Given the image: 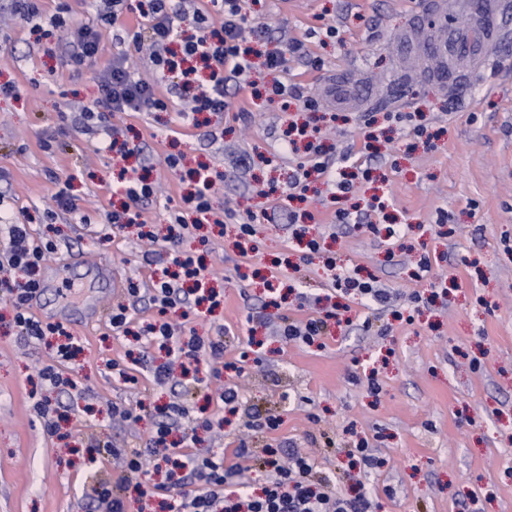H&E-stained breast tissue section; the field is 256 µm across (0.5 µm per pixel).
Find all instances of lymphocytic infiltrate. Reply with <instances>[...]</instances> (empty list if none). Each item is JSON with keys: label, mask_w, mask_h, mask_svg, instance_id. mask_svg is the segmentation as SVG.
Instances as JSON below:
<instances>
[{"label": "lymphocytic infiltrate", "mask_w": 512, "mask_h": 512, "mask_svg": "<svg viewBox=\"0 0 512 512\" xmlns=\"http://www.w3.org/2000/svg\"><path fill=\"white\" fill-rule=\"evenodd\" d=\"M125 0H103L96 10L97 28L73 31L69 42L70 61L80 65L96 57L100 45V28H109L119 42L147 47V64L152 72L145 78L129 64L127 58H113L95 80L100 96L95 102L80 106L84 122L104 121L106 112L171 111L180 103V116L195 121L205 112L226 111L229 103L226 88H255L256 76L263 71L282 70L287 56H298L308 64L319 65L310 56L304 42L273 44L264 51L254 50L249 35L254 20L244 0H211V9L199 7L196 0H144L141 15L147 24L134 29L120 24ZM213 181L209 174H197L194 185L181 197V210L171 213L172 223L183 224L185 212H192L197 223H222V213L211 204ZM116 192L126 198L122 209L106 212L105 221L123 229L137 222L140 204L155 198L158 187L145 177L122 178ZM0 267L7 277L0 279V296L8 299L15 310L14 325L21 336L40 341L45 336L64 334L62 324L45 323L29 316L27 309L37 296L41 281L36 272L57 250L49 238L33 239L28 225L19 221L12 205L0 193ZM144 261L154 271L147 288L130 284L129 304L113 307L109 323L113 331L129 334L141 302H149L156 315L138 333L143 347L159 346L167 351L169 362L153 370L157 384H168L173 368L182 375L201 374L206 379L208 398L229 411H238L240 387L235 380L242 374L247 353L233 361L224 358L221 339H205L177 329L166 317L169 307L179 299L176 276L193 279L198 293H205L209 273L197 265L191 254L175 248L166 252H147ZM348 306L336 305L305 320H283L277 331L287 342L302 341L311 345L320 339L329 324L347 320ZM146 446L112 449L121 458L123 474L114 478L94 473V512H125L124 493L128 477H138L141 497H168V512H369L371 499L360 492L346 497L336 491L329 480L320 478L315 460L298 449L268 448L263 459L267 481L261 493H253L247 482L229 483V472H242L243 461L252 456L250 449L240 447L234 455L233 469H226L223 455L210 457L189 455L198 430L223 428L225 421L216 417L192 416L180 403H170L162 411ZM172 462L173 468L164 483L152 482L149 465L153 459Z\"/></svg>", "instance_id": "lymphocytic-infiltrate-1"}]
</instances>
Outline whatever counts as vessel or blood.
Instances as JSON below:
<instances>
[{"label": "vessel or blood", "instance_id": "obj_1", "mask_svg": "<svg viewBox=\"0 0 512 512\" xmlns=\"http://www.w3.org/2000/svg\"><path fill=\"white\" fill-rule=\"evenodd\" d=\"M506 18L502 0H426L409 32L408 44L424 59H438L439 66L431 73L434 80H453L456 62L472 63L478 70L485 67L484 49L499 38ZM437 24L447 28V38L425 40L424 30Z\"/></svg>", "mask_w": 512, "mask_h": 512}]
</instances>
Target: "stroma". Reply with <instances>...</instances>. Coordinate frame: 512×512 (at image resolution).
<instances>
[{
    "instance_id": "obj_1",
    "label": "stroma",
    "mask_w": 512,
    "mask_h": 512,
    "mask_svg": "<svg viewBox=\"0 0 512 512\" xmlns=\"http://www.w3.org/2000/svg\"><path fill=\"white\" fill-rule=\"evenodd\" d=\"M421 0H248L255 20L253 45L281 34L305 40L322 59L318 68L289 58L279 80L301 85L319 101L315 112L281 109L260 98L231 97L224 112H213L198 127L171 133L169 112H124L112 124L138 139V163L158 183L157 200L141 205L144 220L104 239L105 210L125 162L108 135L78 131L68 104L91 102L100 93L96 73L132 46L101 33V51L80 68L65 66V37L44 35L26 20L0 30V82L16 81L19 98H0V191L17 207L37 215L56 189L70 181L87 223L60 215L55 223L58 251L40 271L41 295L34 315L65 312L56 269L96 300L104 322L85 329L69 326L83 351L63 373L75 388L46 389L40 369L51 362L50 346L25 340L5 324L9 310L0 300V512H88L84 486L92 469L112 473L107 447L146 444L160 408L181 397L186 406L205 403L204 385L181 394L157 385L152 370L166 361L150 348L137 388L107 370L121 360L128 341L106 320L126 302L93 280L89 267L105 261L123 279L146 285L150 267L141 265L143 236L165 238L168 217L181 207L182 179L208 167L216 183L215 210L233 200L238 214L259 224L258 249L245 255L235 220L189 229L178 249L201 256L213 274L222 302L189 322L197 335L215 336L224 326V358H238L257 339L254 358L239 379L244 408L253 417L281 415L274 432L253 430L251 447L292 445L313 448L321 476L337 491L355 494L348 461L334 444L366 441L378 460L364 480L372 493L371 512H512V21L489 50L492 65L468 84L448 88L422 79L424 61L400 55L399 38L413 23ZM332 26L336 36L324 40ZM420 112L431 132L413 139L406 115ZM316 125L333 169L354 174L348 197L334 186L310 184L293 211L307 213L308 235L321 238L336 261L299 259L294 228L276 195L287 189L304 146L289 147V124ZM182 155L179 171L167 169L166 154ZM249 156L248 167L238 164ZM381 200L373 212L376 230L360 224L353 205ZM349 211L348 223L336 213ZM398 224L402 240L384 227ZM428 255L430 271L420 269ZM299 279L279 307H267L266 282L284 277L287 264ZM344 273L394 291L391 306L368 309L353 295L350 326L331 327L324 347L283 343L272 317H307L308 301L329 295L333 274ZM421 302L413 322L399 320L412 294ZM376 374L379 391L368 387ZM47 398L63 418L55 428L32 408ZM143 401L136 427L113 417V405Z\"/></svg>"
}]
</instances>
